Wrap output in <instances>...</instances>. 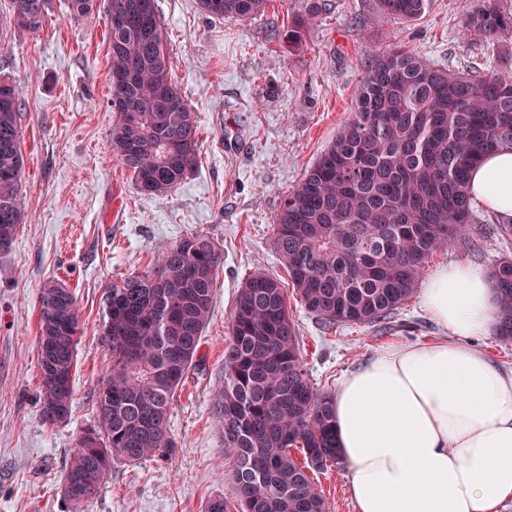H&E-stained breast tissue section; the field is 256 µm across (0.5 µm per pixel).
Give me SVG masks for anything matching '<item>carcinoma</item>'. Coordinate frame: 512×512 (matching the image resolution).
I'll use <instances>...</instances> for the list:
<instances>
[{
	"label": "carcinoma",
	"instance_id": "1",
	"mask_svg": "<svg viewBox=\"0 0 512 512\" xmlns=\"http://www.w3.org/2000/svg\"><path fill=\"white\" fill-rule=\"evenodd\" d=\"M51 0H12L14 23L43 29ZM230 21L263 13L266 0H198ZM429 0H375V12L419 19ZM110 105L115 161L147 195L180 185L198 164L199 124L172 79L156 0H110ZM463 39L512 38V13L477 0L462 21ZM135 77L121 78L129 65ZM0 252L21 223V102L0 81ZM512 148V80L494 71L437 67L397 46L369 54L355 106L336 139L282 199L274 248L298 301L325 330L340 324L387 329L415 296L430 258L477 232L468 177L491 152ZM224 256L192 234L154 252L150 269L112 281L99 329L110 357L96 394L98 424L72 449L65 473L81 510L115 463L162 458L175 442L169 408L202 360L203 333ZM496 333L512 344V259L491 270ZM38 404L48 425L67 420L80 333L75 294L55 280L39 300ZM224 453L238 512H327L310 473L341 459L330 395L312 383L282 280L248 277L230 311L224 344ZM302 454L295 458L291 448ZM228 498V499H230ZM216 497L205 512H229Z\"/></svg>",
	"mask_w": 512,
	"mask_h": 512
}]
</instances>
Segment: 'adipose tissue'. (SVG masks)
Wrapping results in <instances>:
<instances>
[{"instance_id":"obj_1","label":"adipose tissue","mask_w":512,"mask_h":512,"mask_svg":"<svg viewBox=\"0 0 512 512\" xmlns=\"http://www.w3.org/2000/svg\"><path fill=\"white\" fill-rule=\"evenodd\" d=\"M469 187L512 216V151L486 155ZM422 299L445 337L376 352L332 396L354 512H503L512 502V375L473 344L495 331L493 287L453 262Z\"/></svg>"}]
</instances>
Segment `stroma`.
Returning <instances> with one entry per match:
<instances>
[{
    "label": "stroma",
    "mask_w": 512,
    "mask_h": 512,
    "mask_svg": "<svg viewBox=\"0 0 512 512\" xmlns=\"http://www.w3.org/2000/svg\"><path fill=\"white\" fill-rule=\"evenodd\" d=\"M172 76L196 112L200 155L172 192L140 193L112 157L118 115L110 105L107 0L70 15L52 0L46 24L31 33L10 23L0 0V78L20 92L23 214L11 249L0 253V512H66L63 472L79 435L96 421L95 396L109 353L98 336L108 283L145 271L153 252L200 233L224 254L202 361L172 400L170 456L118 464L83 512H204L229 493L224 416V343L229 313L245 277L281 273L273 248L282 195L314 164L353 109L369 52L399 45L436 66L512 77V40L467 41L464 13L475 0H430L418 20L376 16L372 0H331L309 13L301 44L284 34L305 0H267L253 19L204 13L198 0H157ZM307 12V11H306ZM512 244L481 239L477 250L453 244L434 255V274L463 260L489 271ZM61 280L76 296L82 334L67 421L46 425L39 386L38 297ZM303 362L321 391L334 393L345 373L374 352L442 336L414 297L380 334L341 325L327 331L296 304ZM346 464L315 473L328 512H353Z\"/></svg>",
    "instance_id": "stroma-1"
}]
</instances>
